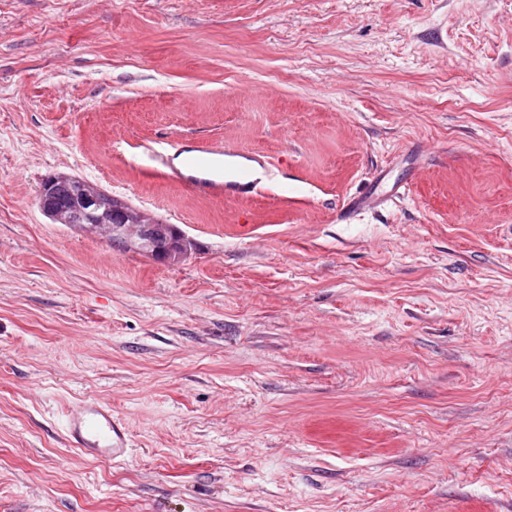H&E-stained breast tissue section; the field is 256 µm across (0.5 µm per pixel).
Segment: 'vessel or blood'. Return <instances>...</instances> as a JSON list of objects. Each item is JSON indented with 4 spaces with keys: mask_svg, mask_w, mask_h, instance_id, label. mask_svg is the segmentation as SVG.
Listing matches in <instances>:
<instances>
[{
    "mask_svg": "<svg viewBox=\"0 0 512 512\" xmlns=\"http://www.w3.org/2000/svg\"><path fill=\"white\" fill-rule=\"evenodd\" d=\"M160 159L176 181L219 198L227 194L252 196L261 183L275 177L265 163L254 162L252 156L237 154L221 143L205 139L186 140L175 150H162ZM65 428L70 446L85 454L112 460L129 453L125 425L99 401L88 399L69 405Z\"/></svg>",
    "mask_w": 512,
    "mask_h": 512,
    "instance_id": "obj_1",
    "label": "vessel or blood"
}]
</instances>
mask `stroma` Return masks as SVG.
<instances>
[{"instance_id":"35a3bbf8","label":"stroma","mask_w":512,"mask_h":512,"mask_svg":"<svg viewBox=\"0 0 512 512\" xmlns=\"http://www.w3.org/2000/svg\"><path fill=\"white\" fill-rule=\"evenodd\" d=\"M187 137L277 178L190 198ZM56 173L192 253L51 223ZM0 512H512V0H0ZM65 428L71 447L88 455L124 458L129 453V437L125 425L112 416V409L93 400L69 405Z\"/></svg>"}]
</instances>
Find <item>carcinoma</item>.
I'll return each mask as SVG.
<instances>
[{
  "instance_id": "obj_1",
  "label": "carcinoma",
  "mask_w": 512,
  "mask_h": 512,
  "mask_svg": "<svg viewBox=\"0 0 512 512\" xmlns=\"http://www.w3.org/2000/svg\"><path fill=\"white\" fill-rule=\"evenodd\" d=\"M48 180L50 188L45 196L37 198V204L43 211H52L57 224H74L87 231L101 226L104 220L112 224L157 223V220L150 216L143 220L139 219L140 211L122 203L105 190L99 192L96 202L90 205L85 204L82 197L83 181L76 177L58 175L50 176ZM183 238L185 235L177 225L167 224L162 237L154 238L149 245L138 249L120 236L112 235L109 237V241L112 246L122 251L135 252L160 261L163 259L168 245Z\"/></svg>"
}]
</instances>
